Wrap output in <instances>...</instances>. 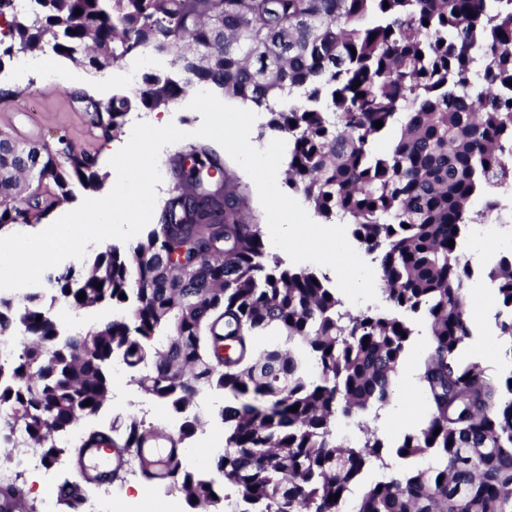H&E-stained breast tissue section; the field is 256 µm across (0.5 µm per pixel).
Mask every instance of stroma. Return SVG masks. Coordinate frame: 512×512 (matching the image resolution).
I'll return each instance as SVG.
<instances>
[{
  "label": "stroma",
  "mask_w": 512,
  "mask_h": 512,
  "mask_svg": "<svg viewBox=\"0 0 512 512\" xmlns=\"http://www.w3.org/2000/svg\"><path fill=\"white\" fill-rule=\"evenodd\" d=\"M24 54H10L0 50V130H6L22 142L41 143L57 135H65L77 149L87 151L98 159L103 177L99 190L74 185L70 206L76 207L83 199L107 194L116 182V172L105 155L108 148H120L124 133L102 137L90 123L79 96L91 91L95 100L107 103L112 94L135 88L144 73L159 68L154 56L137 57L114 62L95 71L69 59L53 55L49 58L48 76L37 73L23 74ZM475 268L468 284L469 315L473 337L459 349L463 363H478L485 375L494 381L512 373V357L500 338L496 326L499 307L495 289L486 272L502 256L512 252V238L497 225L476 224L465 233L461 244ZM414 334L407 355L400 365L397 378V397L381 412L378 433L387 442H395L404 434L419 428L426 420L427 407L422 385L417 375L418 361L429 341L428 322L424 314L410 318ZM137 418L145 423L167 430L178 429L181 414L154 397L130 385L129 376L122 367L112 371V395L101 411L92 419L93 424H109L113 420ZM224 447V423L220 416H212L208 424L198 430L185 443L182 465L186 471L208 478H218L214 459ZM141 487V501H129L133 487ZM85 497L101 504L102 512H197L191 507L178 487L147 484L136 471H129L121 488L102 483L85 487Z\"/></svg>",
  "instance_id": "stroma-1"
}]
</instances>
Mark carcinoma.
<instances>
[{"label": "carcinoma", "instance_id": "cac0c4a2", "mask_svg": "<svg viewBox=\"0 0 512 512\" xmlns=\"http://www.w3.org/2000/svg\"><path fill=\"white\" fill-rule=\"evenodd\" d=\"M0 17L18 52L48 43L95 70L145 51L166 58L167 69L104 107L84 96L105 114L106 135L129 112L166 107L197 85L265 112L262 127L288 141V189L349 225L390 307L353 312L318 273L285 266L267 251L247 186L211 147L191 145L194 166L174 162L175 195L145 239L48 276L76 309L112 304L110 321L63 336L39 294L17 304L0 297V337L27 338L0 363L14 447L57 462L55 439L102 409L117 362L185 421L172 432L135 418L86 430L68 449L74 461L98 445L161 438L182 448L207 421L204 397L220 390L232 398L220 410L215 463L228 493L184 472L180 454L168 463L167 479L194 506L512 512V371L491 383L458 358L473 336L474 273L459 240L489 219L512 232V209L499 200L512 192V0H0ZM387 133L388 150L374 152ZM68 147L64 135L24 145L0 133V228L50 211L38 193L30 206L17 203L34 184L52 187L57 202L75 181L100 185L96 165ZM488 277L512 357V257ZM420 311L429 320L420 364L428 421L389 448L364 413L394 399L403 334H412L402 314ZM264 336L275 341L262 345ZM339 420L355 426L356 440H336ZM367 469L380 477L361 489ZM58 501L78 512L83 485L61 484Z\"/></svg>", "mask_w": 512, "mask_h": 512}]
</instances>
